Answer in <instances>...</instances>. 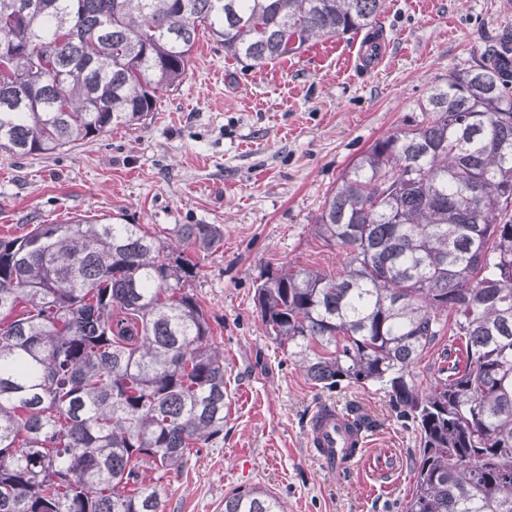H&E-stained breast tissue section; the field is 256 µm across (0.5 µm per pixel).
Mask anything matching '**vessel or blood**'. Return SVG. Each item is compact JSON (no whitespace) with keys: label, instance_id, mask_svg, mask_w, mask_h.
Instances as JSON below:
<instances>
[{"label":"vessel or blood","instance_id":"1","mask_svg":"<svg viewBox=\"0 0 512 512\" xmlns=\"http://www.w3.org/2000/svg\"><path fill=\"white\" fill-rule=\"evenodd\" d=\"M347 412L333 406L319 407L310 422L308 444L329 470L352 469L361 460L366 437L356 434Z\"/></svg>","mask_w":512,"mask_h":512}]
</instances>
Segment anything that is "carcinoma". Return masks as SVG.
I'll list each match as a JSON object with an SVG mask.
<instances>
[{
	"label": "carcinoma",
	"instance_id": "cac0c4a2",
	"mask_svg": "<svg viewBox=\"0 0 512 512\" xmlns=\"http://www.w3.org/2000/svg\"><path fill=\"white\" fill-rule=\"evenodd\" d=\"M384 2L0 0V152L146 121L200 31L261 69L373 29ZM419 112L326 197L313 231L342 250L339 272L269 271L255 306L312 384L376 385L416 426L403 512H512V41ZM222 237L104 216L0 237V512H163L144 471L224 438V352L192 289L194 254ZM445 333L465 353L443 351L423 386ZM224 512L283 509L253 487Z\"/></svg>",
	"mask_w": 512,
	"mask_h": 512
}]
</instances>
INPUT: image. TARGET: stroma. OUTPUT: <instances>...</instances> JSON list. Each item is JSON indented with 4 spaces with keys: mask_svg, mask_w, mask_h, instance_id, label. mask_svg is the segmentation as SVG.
<instances>
[{
    "mask_svg": "<svg viewBox=\"0 0 512 512\" xmlns=\"http://www.w3.org/2000/svg\"><path fill=\"white\" fill-rule=\"evenodd\" d=\"M378 22L382 59L364 60L362 35L341 36L277 73L225 63L223 46L199 34L182 85L163 94L152 119L68 151L0 155L2 237L115 214L156 232L224 231L198 254L193 284L224 352V439L157 479L164 512H224L225 496L245 487L267 490L285 512H401L412 494V424L375 386L312 385L254 305L268 269L338 271L339 248L313 233L326 196L449 72L512 32V0H385ZM327 403L373 422L361 462L341 478L307 443L309 421Z\"/></svg>",
    "mask_w": 512,
    "mask_h": 512,
    "instance_id": "1",
    "label": "stroma"
}]
</instances>
